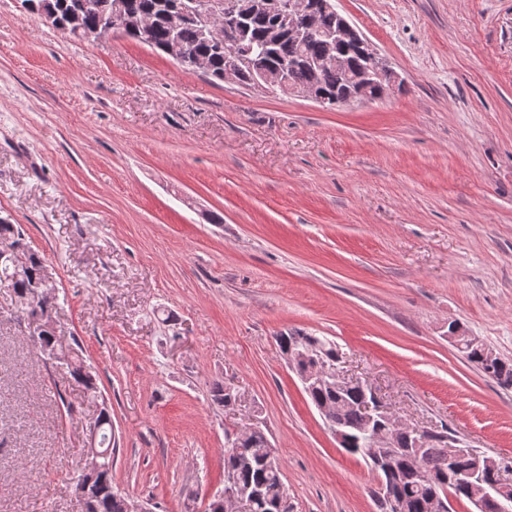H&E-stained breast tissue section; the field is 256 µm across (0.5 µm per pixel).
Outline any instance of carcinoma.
Returning a JSON list of instances; mask_svg holds the SVG:
<instances>
[{
	"mask_svg": "<svg viewBox=\"0 0 512 512\" xmlns=\"http://www.w3.org/2000/svg\"><path fill=\"white\" fill-rule=\"evenodd\" d=\"M20 8L33 15L38 9L54 12L61 22L60 31L77 36L70 19L80 17L82 26L94 28L112 13L115 0H18ZM126 18L132 23L142 22L132 30H125L127 37L148 45L169 57L173 56L172 45H177L182 54L180 65L193 69L192 61L197 57L206 59L208 70L203 75L214 81H224V67L228 64V47L217 37L210 39L203 34L204 24L215 0H122ZM187 10V16L177 29L169 25V15L177 10ZM310 26L319 32L317 37L302 45L290 34L288 20L279 15L247 13L242 16L237 31L238 47L252 52L258 62L271 72L288 70V88L300 93L313 89L329 98L325 108L334 109L348 104L355 90L354 77L367 67V58L358 52L344 54L345 66H330L315 69L306 64V59L325 54L326 34L336 27V15L318 9L310 17ZM25 241L20 227L11 222H0V245ZM21 272L13 264L0 263V282L5 280L14 289L18 298V310L23 320L40 316L51 319V311L40 302H33L30 292L34 282L52 269L47 260L31 247H26L20 261ZM35 348L58 349L68 358L66 368L72 379L86 392L96 394V379L87 370L84 361L70 346L59 342L54 326H49L39 336L31 337ZM279 348H293L303 353V359L296 365V374L318 365L332 366L336 363L338 346L332 340L296 331L277 337ZM458 350L474 364L487 378L503 387H512V363L503 360L493 349L473 336H461ZM306 394L319 407L331 405L336 408V425L347 432L349 446L345 451L361 457L379 477L378 498L382 512H430L429 504L436 497H452L456 500L473 502V498L491 488L496 473L486 470L481 480L470 481L466 473L471 467L470 458L463 456L455 463H448V432L434 430L428 434L422 445H415L414 436L401 429L387 436L369 452L365 432L369 428L358 408L363 397L357 387H338L335 383L320 384ZM102 424L99 447L109 450L102 470L97 475L82 473L78 476L76 488L86 489L84 512H130V501L115 489L112 480V455L116 454V441L112 440V420L103 410L97 417ZM388 462L395 469V483L388 482L383 466L378 460ZM234 480L239 490L247 495L248 512H288V508H277L287 500L283 482L281 460L275 448L261 430L246 437L243 443L224 449V488Z\"/></svg>",
	"mask_w": 512,
	"mask_h": 512,
	"instance_id": "obj_1",
	"label": "carcinoma"
}]
</instances>
